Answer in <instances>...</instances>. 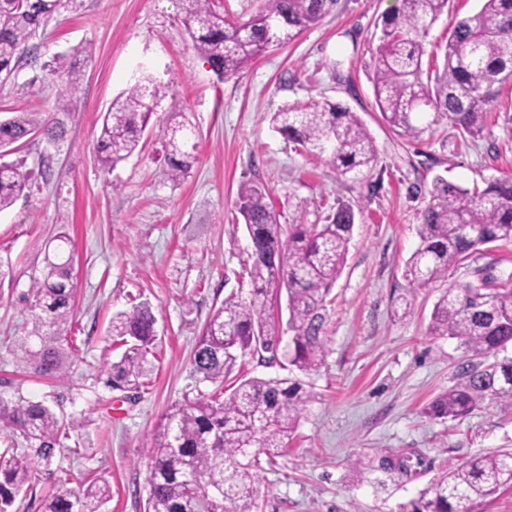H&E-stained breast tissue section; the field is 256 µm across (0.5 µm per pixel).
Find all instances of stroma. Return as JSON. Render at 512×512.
I'll return each instance as SVG.
<instances>
[{
  "mask_svg": "<svg viewBox=\"0 0 512 512\" xmlns=\"http://www.w3.org/2000/svg\"><path fill=\"white\" fill-rule=\"evenodd\" d=\"M397 5L336 0L292 42L221 78L182 32L186 0H77L37 37V61L0 85V118L56 112L65 123L56 144L36 136L10 155L33 177L0 211V264L9 269L0 279V395L42 400L82 422L71 435L77 451L57 450L48 466L19 431L0 429V450L16 448L32 473L19 512H42L48 495L79 491L98 477L112 486L101 512H144L145 448L157 423L183 398L214 391L193 372L197 338L226 298L251 297L250 242L235 207L245 180L264 186L283 224L323 222L341 203L358 217L330 293L318 369L304 374L284 359L267 365L248 356L232 372L236 379L290 378L302 387L298 429L276 466L261 473L252 512H402L470 456L512 452V408L484 404L454 421L427 414L467 356L456 340L429 333L440 290L412 291L405 276L436 178L480 190L512 175V82L475 137L428 116L419 138L393 131L376 106L373 75L382 18ZM480 6L450 0L426 38L425 69L441 62L449 28ZM87 44L94 47L88 60L80 52ZM59 57L84 73L75 95L64 94L53 73ZM142 64L170 83L151 124L162 123L175 101L188 120L195 161L177 182L167 176L166 144L149 132L142 151L113 168L96 158L102 117ZM325 102L343 104L366 125L377 148L372 171L338 178L271 124L285 106ZM45 155L51 173L44 177ZM63 231L73 245L71 334L81 370L119 356L109 337L113 315L142 302L154 309V371L140 392L86 378L48 380L13 353L30 326L21 297L44 265L46 244ZM477 268L498 279L511 275L512 242L484 246L451 267L448 280H471Z\"/></svg>",
  "mask_w": 512,
  "mask_h": 512,
  "instance_id": "1",
  "label": "stroma"
}]
</instances>
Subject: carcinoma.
Instances as JSON below:
<instances>
[{
  "label": "carcinoma",
  "instance_id": "obj_1",
  "mask_svg": "<svg viewBox=\"0 0 512 512\" xmlns=\"http://www.w3.org/2000/svg\"><path fill=\"white\" fill-rule=\"evenodd\" d=\"M71 0H0V82L9 81L24 61L36 58L31 43L40 29ZM382 21L375 51L374 93L383 120L395 131L419 137L424 114L444 121L461 136L479 134L500 87L512 78V0H481L480 9L458 21L445 45L442 67L424 72L425 38L448 8V0H399ZM334 0H264L244 23L212 10L209 0H189L181 19L193 47L220 77L245 69L272 46L286 44L318 22ZM169 86L142 74L116 97L105 113L97 140V160L105 168L133 155L152 115L151 102ZM172 125L158 127L168 141L167 176L176 181L191 168L193 157L180 149L177 132L184 124L180 105L171 103ZM276 131L320 157L340 177L371 171L377 162L374 140L358 115L336 104L291 106L274 113ZM56 112H17L0 120V153L40 134L62 136ZM30 179L15 162L0 161V210L10 207ZM236 205L251 242L248 276L252 297L227 298L207 320L193 354L200 381L215 386L175 404L165 413L146 449L149 491L145 512H249L261 460L282 455L296 431L301 408L299 384L290 379L252 377L224 393V381L237 360L276 358L284 334L285 357L307 373L325 356L326 303L346 263L357 221L344 203L323 224L279 223L265 189L246 180ZM419 244L406 265L412 291L438 288L448 270L497 242L512 240V176L496 178L481 190L439 178L419 216ZM46 253L39 275L31 278L25 302L31 328L16 340L14 354L34 373L72 379L77 353L70 339L75 284L73 262L66 255L67 233ZM287 293L288 321L281 327L274 301ZM156 317L147 303L112 317V341L123 347L119 358L98 370L113 388L138 389L152 371L149 355L157 340ZM429 332L459 342L473 356L492 355L491 363L467 361L456 382L431 405L439 418L456 420L480 405L512 407V284H453L434 306ZM0 424L20 430L35 455L49 461L56 447L80 427L59 417L42 402L9 400L0 395ZM28 467L6 449L0 453V512H11L17 495L30 482ZM512 488V453L475 455L437 480L411 502L410 512H469L479 498ZM110 497L107 481L94 480L76 494H52L42 512H100Z\"/></svg>",
  "mask_w": 512,
  "mask_h": 512
}]
</instances>
